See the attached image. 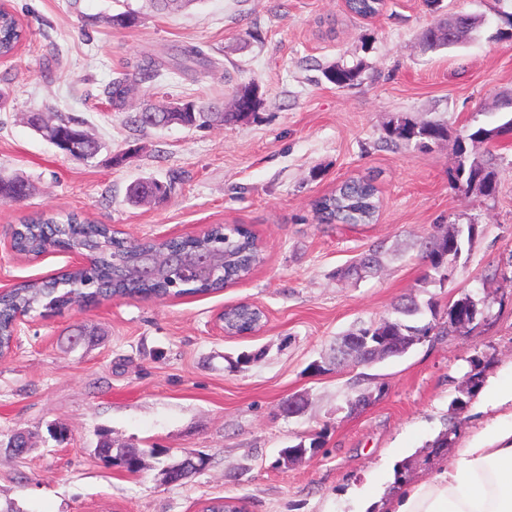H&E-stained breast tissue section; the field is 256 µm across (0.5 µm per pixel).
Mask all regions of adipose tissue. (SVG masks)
Segmentation results:
<instances>
[{
    "mask_svg": "<svg viewBox=\"0 0 512 512\" xmlns=\"http://www.w3.org/2000/svg\"><path fill=\"white\" fill-rule=\"evenodd\" d=\"M483 419L427 479L401 485L389 512H512V373L480 386Z\"/></svg>",
    "mask_w": 512,
    "mask_h": 512,
    "instance_id": "adipose-tissue-1",
    "label": "adipose tissue"
}]
</instances>
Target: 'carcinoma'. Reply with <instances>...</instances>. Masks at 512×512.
Wrapping results in <instances>:
<instances>
[{
  "mask_svg": "<svg viewBox=\"0 0 512 512\" xmlns=\"http://www.w3.org/2000/svg\"><path fill=\"white\" fill-rule=\"evenodd\" d=\"M384 7L383 0H349L348 10L359 17H374ZM26 31L8 10L0 11V57H10L25 38ZM158 75L153 62L139 64L132 73H126L112 81L107 95L112 106L120 109L130 87L139 80ZM324 78L338 88L356 84L359 71L333 65L323 71ZM261 98L258 88L248 84L235 88L231 110H224L220 100L197 102L182 100V107L173 109V102L159 106L149 105L144 111L153 114L150 125L159 126L173 118L176 124L188 129L210 126L212 116L222 115V122H238L259 109ZM248 112H242V109ZM33 120L44 127H51L62 134L64 153L76 163H86L93 158L98 142L79 128L72 119H64L56 112H39ZM131 121L144 128L146 123L138 116ZM512 128V118L491 129L478 128L472 133L455 136L456 149L465 153V141L483 140L493 144L501 130ZM385 140L390 142H415L427 148L432 144L448 141V125L438 122L417 123L408 118H399L385 130ZM499 157L492 150L472 159L460 160L455 171V181L468 189H476L489 197L497 190V168ZM33 190L30 180L18 173L0 175V202L12 203L27 199ZM169 187L157 182H142L129 188L128 199L139 204L150 197L167 195ZM380 208L379 190L374 180L356 177L336 186L314 204L319 222L325 224H373ZM476 225L468 224L456 233L432 235L422 244L423 258L438 276V282L448 280V265L457 262L464 240H472ZM14 246L18 252L42 255L58 248L74 249L85 254L89 263L62 277H47L28 280L0 295V356L11 349L15 320L19 315L36 313L46 316L59 313L73 304V297H82L85 303L110 300L114 297H138L157 299L176 298L193 294H205L223 289L229 284L248 278L264 263L265 255L256 234L243 224H216L200 237H172L166 239H143L131 242L115 235L107 224H99L80 217L76 213L64 216H39L23 220L13 233ZM149 255L180 258L192 255L200 257L218 256L224 264L210 273L195 278L183 276L178 264L162 269L146 270ZM380 263V252L371 251L362 255L347 271L357 275L371 270ZM469 295H464L448 306V319L440 320L437 302L430 298L420 303L415 296L393 308V315L384 317L367 327L358 329L356 335L370 345H377L400 356L414 344L430 336H453L469 325V322L454 316L455 309L467 306ZM431 319H425V314ZM263 312L251 305L238 304L224 310V326L231 333H243L257 328ZM323 447L321 435L313 434L299 438L292 445L295 456H314ZM203 512H243L239 502L218 498L203 508Z\"/></svg>",
  "mask_w": 512,
  "mask_h": 512,
  "instance_id": "cac0c4a2",
  "label": "carcinoma"
}]
</instances>
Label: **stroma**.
Here are the masks:
<instances>
[{"label": "stroma", "mask_w": 512, "mask_h": 512, "mask_svg": "<svg viewBox=\"0 0 512 512\" xmlns=\"http://www.w3.org/2000/svg\"><path fill=\"white\" fill-rule=\"evenodd\" d=\"M144 0H8L27 30L0 59V172L33 183L20 204H0V290L57 275L71 264L57 251L30 259L9 250L13 228L34 213L78 212L130 240L183 236L214 224H246L266 261L247 279L209 294L163 301L104 300L47 317H25L18 343L0 358V512H202L214 498L239 499L245 512H353L349 487L381 482L387 450L405 444L406 482L429 477L444 459L439 436L462 447L475 424L466 383L471 359L482 376L512 367V141L501 140L498 190L487 198L453 175V143L421 149L388 143L383 129L401 116L442 120L451 133L501 124L512 92V0H388L370 19L344 0H195L154 13ZM137 24H106L125 7ZM466 12L475 31L437 50L425 29ZM200 48L212 67L182 56ZM159 77L133 85L123 109L105 95L112 80L142 61ZM359 67L358 85L339 89L322 71ZM257 84L262 105L249 119L188 130L143 129L130 117L173 98L231 103ZM47 110L79 122L101 149L85 164L67 159L28 125ZM373 176L381 207L373 224H322L313 203L343 180ZM171 184L162 199L126 200L130 185ZM475 223L452 278L425 285L421 245L435 228ZM379 248V269L340 272ZM471 294L481 309L469 332L436 336L401 357L370 366L335 365L336 342L387 316L402 296H435L448 307ZM241 302L260 307V330L225 335L217 317ZM88 336L72 342L75 327ZM260 361L236 369L241 352ZM371 404L353 414L348 401ZM304 396L302 413L284 402ZM463 409H455V400ZM66 427L64 442L50 426ZM114 446L142 452L131 473L106 464L101 430ZM25 433L29 450L8 454ZM323 433L312 458H277L298 437ZM205 454L203 470L180 484L165 464Z\"/></svg>", "instance_id": "35a3bbf8"}]
</instances>
